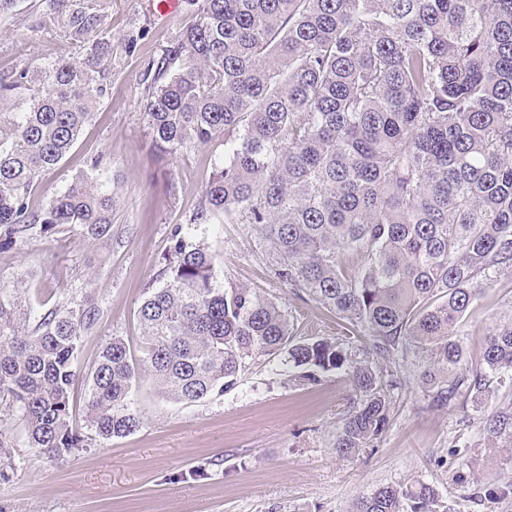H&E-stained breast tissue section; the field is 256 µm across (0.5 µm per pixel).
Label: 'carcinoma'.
<instances>
[{
    "instance_id": "cac0c4a2",
    "label": "carcinoma",
    "mask_w": 512,
    "mask_h": 512,
    "mask_svg": "<svg viewBox=\"0 0 512 512\" xmlns=\"http://www.w3.org/2000/svg\"><path fill=\"white\" fill-rule=\"evenodd\" d=\"M191 21L144 71L139 112L163 158L224 142L203 204L171 230L163 283L139 309L141 366L157 390L197 402L235 384L247 360L284 355L316 381L344 373L359 395L336 431L352 457L388 425L397 381L327 338L296 341L285 311L217 280L221 255L192 233L217 217L250 224L278 277L368 329L382 360L414 350L423 397L481 404L512 381V318L462 372L458 329L484 285L512 268V0H188ZM76 58L0 73V248L79 231L112 241L116 192L90 172L34 208L31 192L66 158L109 93L112 0H45ZM148 32L122 39L132 55ZM103 311L89 293L38 311L0 290V477L15 467L8 422L62 457L87 446L71 421L83 337ZM138 367L122 339L86 374V428L103 440L139 427ZM512 447V408L485 421ZM354 512H448L420 481L363 496Z\"/></svg>"
}]
</instances>
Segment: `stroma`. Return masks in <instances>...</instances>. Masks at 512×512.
<instances>
[{"mask_svg":"<svg viewBox=\"0 0 512 512\" xmlns=\"http://www.w3.org/2000/svg\"><path fill=\"white\" fill-rule=\"evenodd\" d=\"M191 16L187 0L164 18L149 0H112L111 92L64 163L32 193L34 207H41L85 169L87 159L102 156L118 188L105 262H96L95 249L73 232L57 243L36 238L0 250V288L22 289L34 307L45 311L61 294L78 299L94 291L103 315L84 338L79 364L85 371L115 336L132 354L141 353L138 310L145 290L161 285L170 230L196 212L203 185L224 153L216 143L172 161L159 158L138 110L147 94L145 67ZM138 29L148 36L126 55L122 38ZM77 54L49 20L44 0H17L11 14L0 16V72ZM208 241L223 255L221 281L279 304L294 336L334 339L373 360L367 331L277 277L275 258L251 225H224ZM511 316L512 272L505 270L479 291L459 329L468 368L480 367L489 332ZM387 369L399 382L389 426L353 459L333 446L355 399L343 374L312 383L284 375L280 358L260 356L247 362L223 395L185 404L166 401L148 373H140L131 406L141 424L126 437L96 440L55 459L28 447L23 425L12 421L17 467L0 480V505L8 512H351L360 496L421 481L450 512H512V450L488 447L483 415L472 400L430 407L410 361L395 358ZM458 470L500 489V496L472 499L474 485L451 479Z\"/></svg>","mask_w":512,"mask_h":512,"instance_id":"obj_1","label":"stroma"}]
</instances>
